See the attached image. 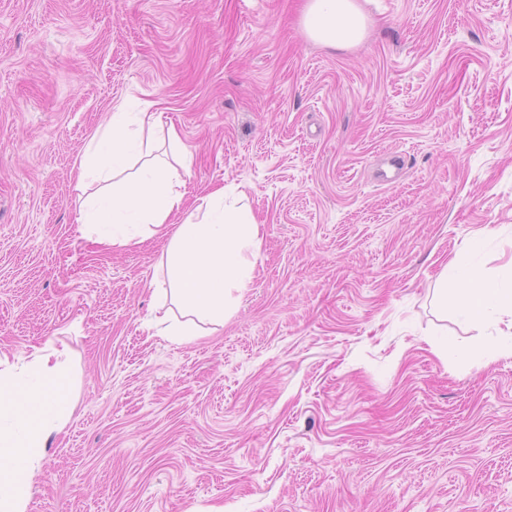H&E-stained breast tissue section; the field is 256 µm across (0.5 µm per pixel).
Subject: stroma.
<instances>
[{
  "label": "stroma",
  "instance_id": "obj_1",
  "mask_svg": "<svg viewBox=\"0 0 512 512\" xmlns=\"http://www.w3.org/2000/svg\"><path fill=\"white\" fill-rule=\"evenodd\" d=\"M0 0V351L57 350L72 411L26 512H512L507 331L441 308L465 245L512 286V0ZM124 102L189 198L260 225L220 326L160 336L168 234L77 221ZM303 11L306 34L331 46L357 43L365 30V16L356 0H307ZM139 114L136 117L137 123L143 129L145 123H148L149 130L154 132V140L152 142H147L146 147L148 149L151 148L153 142H179V136L176 130L173 127H169L167 130L161 125L159 118H156L153 114H149L148 112H138Z\"/></svg>",
  "mask_w": 512,
  "mask_h": 512
}]
</instances>
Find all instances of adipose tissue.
<instances>
[{
  "label": "adipose tissue",
  "instance_id": "1",
  "mask_svg": "<svg viewBox=\"0 0 512 512\" xmlns=\"http://www.w3.org/2000/svg\"><path fill=\"white\" fill-rule=\"evenodd\" d=\"M303 24L310 38L343 47L362 38L365 16L356 0H307ZM128 121L126 113L113 112L102 135L88 145L90 160L80 168L77 182H105L109 189L92 197V214L83 223L115 244L144 240L173 225L163 263L164 294L181 318L159 333L183 342L201 335L203 325L223 324L227 291L243 287L251 277L248 253L259 241L260 226L220 187L201 197L199 214L188 213L172 162L160 158L133 164L143 144ZM452 265L463 317L477 321L494 311L512 320V289L487 278L468 251L457 252ZM8 362L0 352V512H25L31 474L69 413V380L58 352L51 349L37 353L19 375L6 372Z\"/></svg>",
  "mask_w": 512,
  "mask_h": 512
}]
</instances>
